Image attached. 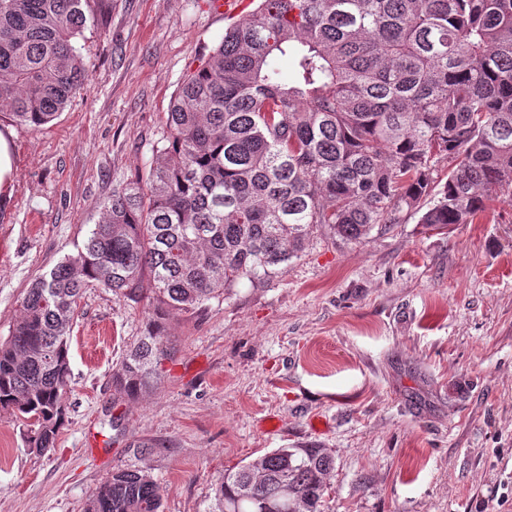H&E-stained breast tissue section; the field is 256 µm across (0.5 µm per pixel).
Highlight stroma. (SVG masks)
<instances>
[{
    "label": "stroma",
    "mask_w": 512,
    "mask_h": 512,
    "mask_svg": "<svg viewBox=\"0 0 512 512\" xmlns=\"http://www.w3.org/2000/svg\"><path fill=\"white\" fill-rule=\"evenodd\" d=\"M88 81L51 123L11 130L0 194V341L40 274L76 253L114 189L149 169L182 80L230 22L210 0H90ZM147 298L90 288L75 312L55 448L0 411V512H83L112 469L147 465L163 512H207L225 468L283 447L336 460L323 512H512V194L467 224L315 231L286 273L172 313L155 390L113 377ZM154 443L148 458L132 451ZM12 132L0 130V193L11 190L13 180V160L11 156L10 138Z\"/></svg>",
    "instance_id": "35a3bbf8"
}]
</instances>
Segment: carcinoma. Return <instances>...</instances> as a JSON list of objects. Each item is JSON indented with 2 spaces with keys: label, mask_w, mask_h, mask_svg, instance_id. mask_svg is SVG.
Wrapping results in <instances>:
<instances>
[{
  "label": "carcinoma",
  "mask_w": 512,
  "mask_h": 512,
  "mask_svg": "<svg viewBox=\"0 0 512 512\" xmlns=\"http://www.w3.org/2000/svg\"><path fill=\"white\" fill-rule=\"evenodd\" d=\"M87 5L0 0V111L40 127L67 107L87 79ZM498 192L512 193V0H261L182 80L155 163L24 292L0 342V409L35 420L29 447H54L87 288L152 299L115 377L135 399L172 311L284 273L314 229L358 242L418 212L467 224ZM334 466L325 448H277L224 470L209 512H321ZM84 512H162V489L146 466L117 468Z\"/></svg>",
  "instance_id": "cac0c4a2"
}]
</instances>
